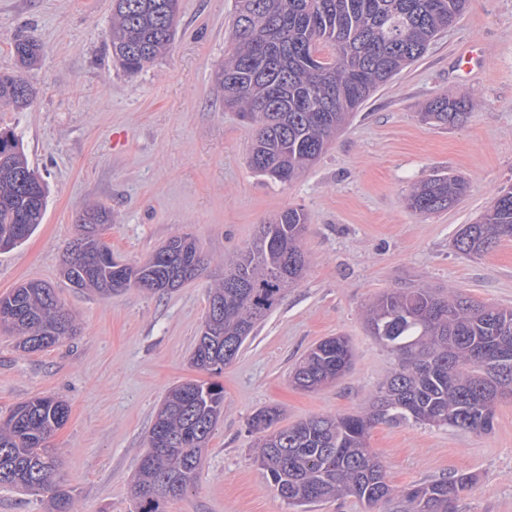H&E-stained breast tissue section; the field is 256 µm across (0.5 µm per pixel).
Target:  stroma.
<instances>
[{"label": "stroma", "mask_w": 512, "mask_h": 512, "mask_svg": "<svg viewBox=\"0 0 512 512\" xmlns=\"http://www.w3.org/2000/svg\"><path fill=\"white\" fill-rule=\"evenodd\" d=\"M234 4L179 0L170 52L131 76L112 58L113 0H0V71L15 67L16 37L34 36L44 48L26 74L32 106L0 108V129L15 133L48 185L42 223L0 251V296L45 282L77 324L73 337L33 353L0 335V414L37 395L68 405L52 445L71 512H130V484L159 406L172 387L199 376L189 358L208 290L225 260L281 209L308 215L307 275L225 367L224 414L198 485L167 512H296L254 464L247 421L263 407L277 408L283 427L367 410L396 365L363 322L374 295L451 288L512 308V240L478 257L453 246L458 230L512 184V0H471L455 26L378 88L321 158L286 184L250 168L252 129L225 110L218 88ZM467 46L482 63L466 75L456 60ZM443 94L468 102L466 123L421 120L422 105ZM117 131L124 142H114ZM436 172L462 175L467 195L437 214L408 208L413 185ZM93 204L109 209L102 238L123 261H144L169 238L189 235L206 270L164 294L130 287L103 299L72 287L62 262L78 213ZM338 335L353 347L350 372L318 391L295 388L294 364ZM369 442L394 490L467 473L474 481L457 512H512V401L497 406L487 432L379 424Z\"/></svg>", "instance_id": "obj_1"}]
</instances>
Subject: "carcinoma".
<instances>
[{
  "label": "carcinoma",
  "instance_id": "cac0c4a2",
  "mask_svg": "<svg viewBox=\"0 0 512 512\" xmlns=\"http://www.w3.org/2000/svg\"><path fill=\"white\" fill-rule=\"evenodd\" d=\"M469 0H236L234 42L224 54L219 85L224 108L253 128L249 165L258 175L288 183L309 169L353 112L378 87L424 55L438 33L457 22ZM178 0H114L110 43L125 73L135 75L165 54L172 42ZM329 45V57L319 46ZM18 69L0 72V105L24 110L34 90L23 69L42 46L31 36L12 46ZM422 121L456 125L467 118L463 99L446 94L422 105ZM467 192L459 175L436 173L408 196V206L436 214ZM47 187L29 167L14 133L0 131V249H10L42 223ZM109 223L102 205L78 216L79 237L67 249L63 277L75 288L102 297L123 266L125 287L153 275L169 292L198 277L206 262L195 239H169L140 265L121 264L102 239ZM308 217L288 206L258 226L253 239L224 264L223 277L207 297L211 333L196 337L191 365L218 376L243 344L279 306L286 289L307 270L302 241ZM512 239V188H502L479 221L453 240L468 256H482ZM12 326L0 330L18 339L23 352L41 351L75 335L54 289L25 282L0 298ZM365 324L375 340L397 358L367 412L318 415L277 426L279 411L257 410L248 421L256 435L254 462L278 495L296 507L355 497L376 510L395 497L384 466L369 446L377 424H420L487 432L503 386L512 385V309L487 305L459 291L393 288L366 306ZM353 349L344 336L313 346L292 372L293 384L316 390L341 379ZM224 414V386L188 381L166 395L151 427L148 445L164 433L178 446L154 468L138 466L132 490L134 512H166L167 504L196 484L202 452ZM68 417L67 405L33 397L16 405L0 423V486L45 494L51 512H70L71 494L50 440ZM466 473L412 485L401 494L403 512H455L472 483Z\"/></svg>",
  "mask_w": 512,
  "mask_h": 512
}]
</instances>
